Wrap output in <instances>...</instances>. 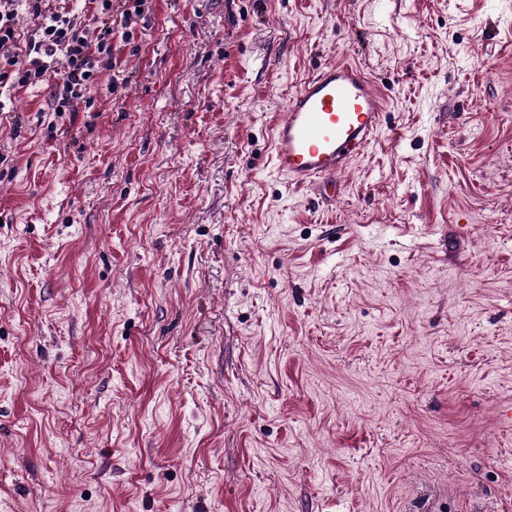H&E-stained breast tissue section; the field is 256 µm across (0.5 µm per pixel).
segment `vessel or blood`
I'll use <instances>...</instances> for the list:
<instances>
[{
	"label": "vessel or blood",
	"mask_w": 512,
	"mask_h": 512,
	"mask_svg": "<svg viewBox=\"0 0 512 512\" xmlns=\"http://www.w3.org/2000/svg\"><path fill=\"white\" fill-rule=\"evenodd\" d=\"M384 98L363 69L323 66L290 97L272 127V159L289 186L335 182L382 128Z\"/></svg>",
	"instance_id": "vessel-or-blood-1"
}]
</instances>
